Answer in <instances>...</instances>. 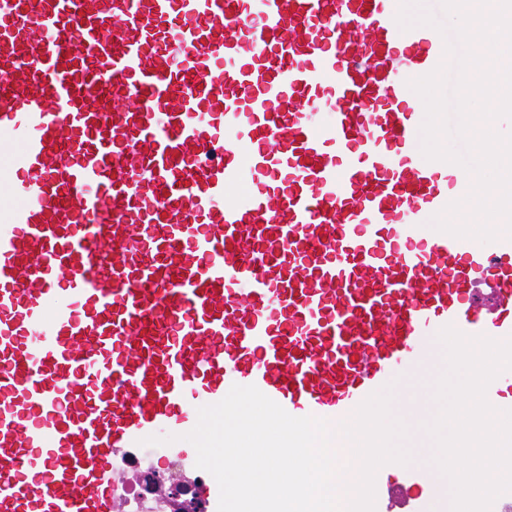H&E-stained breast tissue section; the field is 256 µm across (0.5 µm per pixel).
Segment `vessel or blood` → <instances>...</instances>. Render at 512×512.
Wrapping results in <instances>:
<instances>
[{"instance_id": "vessel-or-blood-1", "label": "vessel or blood", "mask_w": 512, "mask_h": 512, "mask_svg": "<svg viewBox=\"0 0 512 512\" xmlns=\"http://www.w3.org/2000/svg\"><path fill=\"white\" fill-rule=\"evenodd\" d=\"M397 9L0 0V512H115L114 453L188 456L233 385L336 423L443 326L512 337V237L426 227L470 177L417 149L444 42ZM396 472L376 512H433Z\"/></svg>"}]
</instances>
